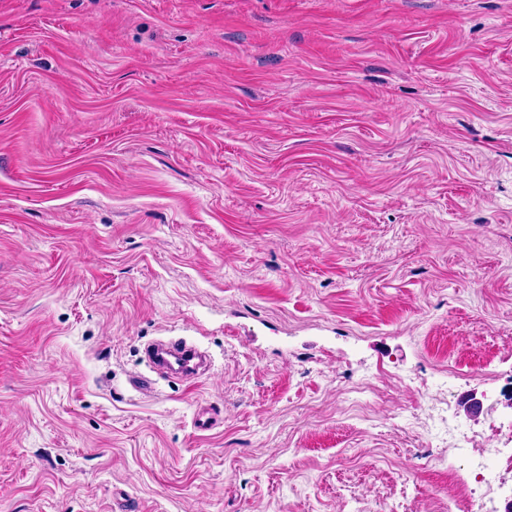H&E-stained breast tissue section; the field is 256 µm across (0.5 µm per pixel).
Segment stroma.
<instances>
[{"label": "stroma", "mask_w": 512, "mask_h": 512, "mask_svg": "<svg viewBox=\"0 0 512 512\" xmlns=\"http://www.w3.org/2000/svg\"><path fill=\"white\" fill-rule=\"evenodd\" d=\"M435 405L512 425V0H0V512H460ZM195 346L188 344L182 338L169 340L163 344H154L149 350V358L152 366L157 370H163L173 375L185 377L193 376L194 365L197 357Z\"/></svg>", "instance_id": "stroma-1"}]
</instances>
